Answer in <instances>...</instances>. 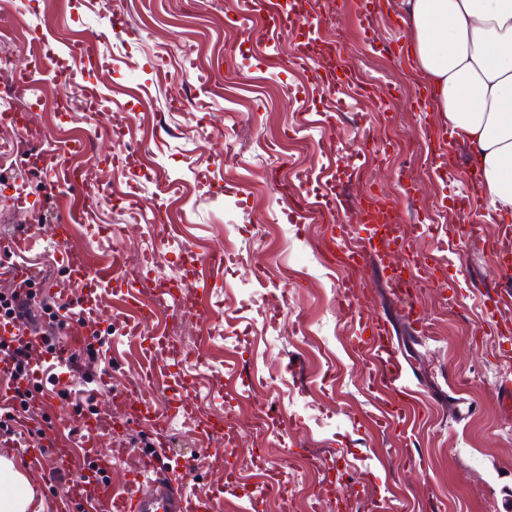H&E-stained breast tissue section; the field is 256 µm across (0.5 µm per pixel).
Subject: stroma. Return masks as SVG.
<instances>
[{"instance_id":"stroma-1","label":"stroma","mask_w":512,"mask_h":512,"mask_svg":"<svg viewBox=\"0 0 512 512\" xmlns=\"http://www.w3.org/2000/svg\"><path fill=\"white\" fill-rule=\"evenodd\" d=\"M309 8L324 17L320 37L341 45L344 67L364 92L324 89L313 68L295 63L292 26L253 41V28L272 21L248 0H197L191 9L185 0H0V23L12 30L0 37L1 52L23 68L36 60L33 43L56 54L36 83L44 102L36 122L57 138L72 128L104 129L75 164L90 187L107 189L94 199L93 222L75 226L62 246L51 226L64 211L43 204L52 172L0 158V232L15 226L35 238L29 258L47 273L32 287L36 302L54 307L69 288L66 248L97 261L116 245L132 264L150 253L141 277L185 286L181 311L159 313L133 338L124 332L133 288L119 280L87 285L75 300L95 313L102 342L88 367L112 380L78 409L47 370L35 415L70 417L76 440L94 417L125 421L119 437L97 447L120 480L156 439L126 421L113 394L152 368L158 380L145 394L154 404L174 407L190 394L204 418L241 433L228 457L222 434L201 445L197 428L178 419L160 457L169 466L199 458L184 487L222 512H279L277 499L260 490L289 471L294 512H306L308 499L362 486L383 512H502L512 501V413L503 414L493 395L512 379V314L501 304L512 271L495 272L483 246L499 242L502 227L486 221L476 237L458 240L473 186L460 161L434 151L440 118L419 105L398 17L379 11L364 21L343 0H310ZM107 28L98 65L77 69L70 45ZM160 70L184 78L159 84ZM213 73L219 84L204 93ZM92 87L111 94V109L87 111ZM63 98L67 109L56 110ZM281 177L306 198L305 209L282 195ZM369 187L400 200L401 222L421 229L407 253L367 257L359 285L364 311L386 321L419 391L412 448L401 447L399 423L380 418L372 366L351 350L359 324L336 302L343 272L327 256L328 247L357 243L354 214ZM18 188L41 217L15 211ZM157 213L178 226L177 236L153 233ZM218 244L241 259L206 271L200 258ZM431 254L441 267L406 307L386 269ZM259 294L274 306L255 304ZM458 396L471 404L467 418L458 416ZM272 405L292 429L253 434L255 409Z\"/></svg>"}]
</instances>
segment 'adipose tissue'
I'll use <instances>...</instances> for the list:
<instances>
[{
  "instance_id": "adipose-tissue-1",
  "label": "adipose tissue",
  "mask_w": 512,
  "mask_h": 512,
  "mask_svg": "<svg viewBox=\"0 0 512 512\" xmlns=\"http://www.w3.org/2000/svg\"><path fill=\"white\" fill-rule=\"evenodd\" d=\"M443 127L480 165L488 219H512V0H385ZM26 474L0 456V512H44Z\"/></svg>"
}]
</instances>
